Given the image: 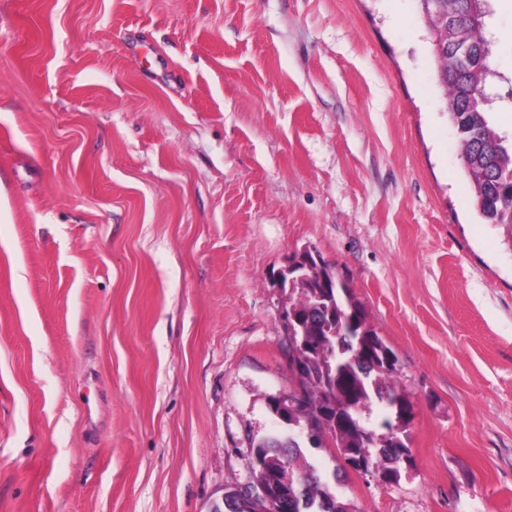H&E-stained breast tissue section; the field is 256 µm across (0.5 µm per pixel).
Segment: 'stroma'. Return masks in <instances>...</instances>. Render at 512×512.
Segmentation results:
<instances>
[{
  "instance_id": "1",
  "label": "stroma",
  "mask_w": 512,
  "mask_h": 512,
  "mask_svg": "<svg viewBox=\"0 0 512 512\" xmlns=\"http://www.w3.org/2000/svg\"><path fill=\"white\" fill-rule=\"evenodd\" d=\"M512 87V0H490ZM316 251L398 357L412 461L357 512H512V250L415 0H0V512L252 482Z\"/></svg>"
}]
</instances>
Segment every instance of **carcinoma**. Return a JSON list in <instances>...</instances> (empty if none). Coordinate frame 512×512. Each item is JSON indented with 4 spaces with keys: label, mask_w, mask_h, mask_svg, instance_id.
<instances>
[{
    "label": "carcinoma",
    "mask_w": 512,
    "mask_h": 512,
    "mask_svg": "<svg viewBox=\"0 0 512 512\" xmlns=\"http://www.w3.org/2000/svg\"><path fill=\"white\" fill-rule=\"evenodd\" d=\"M488 16L487 0H426L422 14L427 27L444 33V59H438L436 49L431 52L434 63L448 67L437 72V79L460 140L476 210L499 228L512 250V135L497 129L491 119V44L481 40L478 30L487 27ZM461 36L473 46L465 68L454 58ZM288 305L297 314L291 365L297 390L273 401L270 411L295 418L297 425L251 442L258 449L252 479L261 483L273 475L290 490L305 489L306 500L290 498L280 512H321L320 502L327 505L326 512H356L342 501L328 473L308 460L304 448H322L329 438L345 461L360 456L382 479L402 475L401 464L411 461L413 403L398 383V357L370 324L350 287L326 265L322 277L293 283ZM376 409L382 415L381 433L369 422ZM212 512L258 510L246 494L228 490Z\"/></svg>",
    "instance_id": "obj_1"
}]
</instances>
